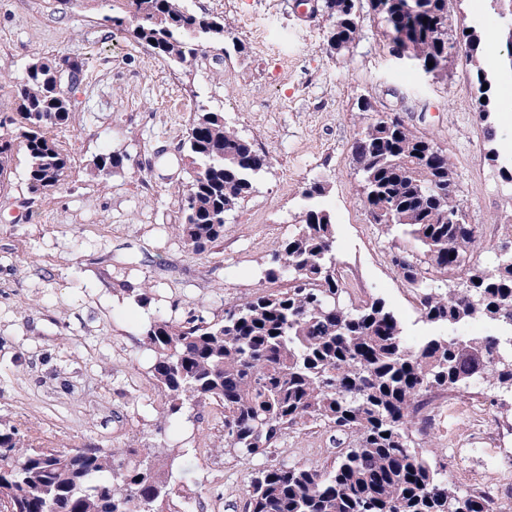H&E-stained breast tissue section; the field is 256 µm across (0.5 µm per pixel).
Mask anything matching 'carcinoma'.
<instances>
[{"label": "carcinoma", "instance_id": "obj_1", "mask_svg": "<svg viewBox=\"0 0 512 512\" xmlns=\"http://www.w3.org/2000/svg\"><path fill=\"white\" fill-rule=\"evenodd\" d=\"M112 28L184 72L204 43H224L223 17L197 15L182 0H111ZM358 0H323L330 20L327 46L346 50L359 39ZM449 0H370L391 40L407 39L406 56L434 79L448 77L452 51L476 69L480 118L490 117L492 82L479 65L480 34L453 21ZM433 67H428V63ZM59 63L35 59L16 92L17 107L0 122V178L11 170L15 141L27 155L28 188L50 192L70 167L54 131L70 120L71 99L57 85ZM184 148L194 175L178 234L202 253L224 238V219L269 164L224 113L195 110ZM358 188L369 223L400 230L420 246L392 256L414 285L422 321L447 333L412 343L380 298L355 301L337 268L332 213L321 206L325 185L305 188L299 224L278 244L264 278H286L288 289L260 292L224 307V318H156L142 346L174 415L186 404L224 409V447L241 456L265 455L294 427L322 423L336 431L340 450L325 470L276 463L260 470L246 492L245 512H494L488 492L461 493L443 470L411 447L410 433L435 390L466 391L475 378L512 393V237L496 265L469 264L482 238L466 222L446 151L405 121L373 118L352 144ZM125 157L103 153L93 173L106 176ZM453 211L460 223H445ZM463 274L462 287L439 278ZM486 322L498 334L464 336L466 323ZM127 460L110 448H36L15 426L0 425V495L13 512H164L174 489L158 470L178 465L173 448L132 449Z\"/></svg>", "mask_w": 512, "mask_h": 512}]
</instances>
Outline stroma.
Listing matches in <instances>:
<instances>
[{
    "label": "stroma",
    "mask_w": 512,
    "mask_h": 512,
    "mask_svg": "<svg viewBox=\"0 0 512 512\" xmlns=\"http://www.w3.org/2000/svg\"><path fill=\"white\" fill-rule=\"evenodd\" d=\"M315 2L184 0L191 12L231 22L223 43L206 46L186 73L114 30L108 0H0V115L11 112L34 59L85 64L69 125L56 134L71 158L61 185L30 193L18 148L0 192V424L57 450L157 442L175 449L183 470L172 477L168 512H244L246 489L267 462L322 470L336 458L335 431L316 425L289 430L265 458L229 451L217 405L169 415L140 343L154 318L218 321L225 304L272 290L264 264L298 222L311 182L327 185L322 203L335 217L338 268L361 298L383 299L411 340L439 332L419 320L415 291L391 262L416 241L370 224L357 192L351 145L361 100L400 113L447 151L467 221L483 229L476 262L494 265L512 237V186L498 173L512 147L487 140L475 104L480 67L492 79L493 121L512 113L505 46L481 47L475 67L456 57L449 78L438 80L392 53L369 0L360 2L356 44L329 52L330 22L313 12ZM450 10L483 35L512 26L494 0H451ZM199 106L223 113L270 158L226 215L223 239L202 253L175 230L193 175L182 144ZM110 151L125 155L123 168L95 176V156ZM485 407L503 437L499 468L452 453V442L473 431L463 410L445 411L413 440L459 491L502 493L497 512H512V404Z\"/></svg>",
    "instance_id": "obj_1"
}]
</instances>
